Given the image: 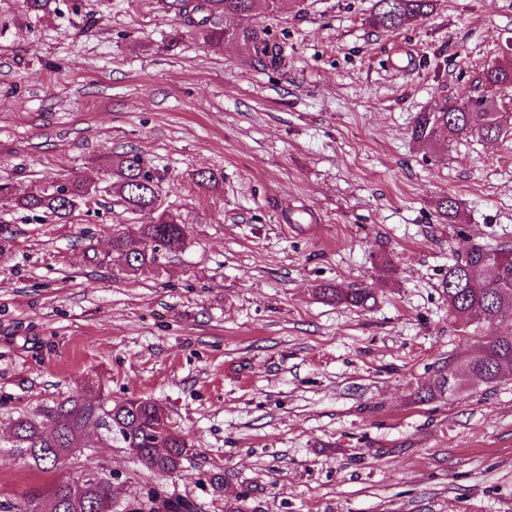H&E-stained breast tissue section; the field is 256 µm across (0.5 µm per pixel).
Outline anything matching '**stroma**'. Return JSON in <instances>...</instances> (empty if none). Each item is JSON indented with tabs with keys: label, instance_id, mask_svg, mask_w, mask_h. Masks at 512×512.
Here are the masks:
<instances>
[{
	"label": "stroma",
	"instance_id": "stroma-1",
	"mask_svg": "<svg viewBox=\"0 0 512 512\" xmlns=\"http://www.w3.org/2000/svg\"><path fill=\"white\" fill-rule=\"evenodd\" d=\"M374 3L289 0L268 22L284 62L264 70L162 0H60L47 18L0 0V179L95 181L132 150L189 228L134 276L113 262L109 207L64 224L0 204L1 501L96 456L112 512L153 488L202 512L246 488L249 512H512V373L418 397L493 333L449 319L442 281L472 244H512V135L411 137L502 60L512 0H435L393 32ZM201 169L219 191L194 185ZM324 283L373 298L329 303ZM81 393L159 401L195 456L161 478L97 430L54 472L31 467L12 421Z\"/></svg>",
	"mask_w": 512,
	"mask_h": 512
}]
</instances>
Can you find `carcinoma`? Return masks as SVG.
<instances>
[{"label":"carcinoma","mask_w":512,"mask_h":512,"mask_svg":"<svg viewBox=\"0 0 512 512\" xmlns=\"http://www.w3.org/2000/svg\"><path fill=\"white\" fill-rule=\"evenodd\" d=\"M53 0H21L25 15L48 17ZM434 0H376L374 23L395 30L427 18ZM283 0H168L175 20L191 28L212 44H234L264 68L276 69L284 59V46L260 24L229 29V15L273 17ZM512 87V62L483 69L475 78L473 93L459 100H443L434 112H421L414 120L412 137L418 142L447 144L459 138L493 140L505 129L503 115L496 111V98ZM161 178L144 159L132 151L116 155L107 164L102 183L69 179L39 185L13 194L9 184H0V200L15 209L42 212L68 221L75 210L97 202L103 195L114 197L122 213L140 216L129 229L112 230V255L122 271L138 275L152 269L162 253L183 251L188 245V227L181 214L158 204ZM202 191L216 190L224 174L201 170L193 175ZM448 312L467 326L489 325L491 336H483L463 359L456 373L437 375L433 393L440 396L460 391L471 378L491 386L499 382L500 369L512 365V321L502 319L512 308V245L490 247L476 243L448 265L442 282ZM322 298L338 305L360 307L371 298L367 288H338L325 284L316 289ZM131 449L150 472L169 477L192 455L186 435L172 430L164 406L151 399L131 396L106 407H96L83 396L68 397L46 405L35 416H20L12 424L13 447L22 459L49 471L95 424ZM87 473L97 474L85 482H54L32 487L13 501H0V512H112L114 488L105 465L95 461ZM134 512H198V507L153 489Z\"/></svg>","instance_id":"1"}]
</instances>
